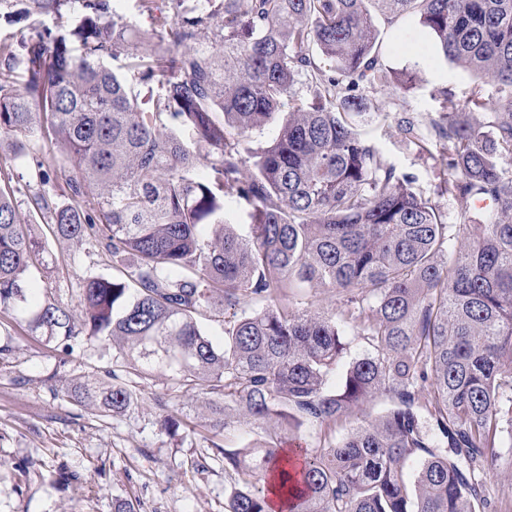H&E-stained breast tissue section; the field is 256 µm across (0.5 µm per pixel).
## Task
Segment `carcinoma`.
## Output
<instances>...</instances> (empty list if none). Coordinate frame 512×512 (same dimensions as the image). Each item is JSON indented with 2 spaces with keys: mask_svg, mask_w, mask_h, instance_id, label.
<instances>
[{
  "mask_svg": "<svg viewBox=\"0 0 512 512\" xmlns=\"http://www.w3.org/2000/svg\"><path fill=\"white\" fill-rule=\"evenodd\" d=\"M21 20L80 7L72 27L33 28L16 53L0 41V135L43 141L68 163L39 177L63 183L71 203L45 197L52 235L95 240L119 275L89 276L82 314L37 294L42 244L21 224L10 182L0 186V308L63 351L83 336L112 342L115 367L213 395L214 426L257 425L262 442L214 445L234 483L226 512H476L485 504L488 450L512 436V0H194L163 37L110 17V0H21ZM416 17L436 56L498 86L460 102L434 90L442 111L407 138L448 146V177L433 194L400 175L364 139L366 92L415 76L380 56L375 17ZM211 34V44L200 38ZM157 84L141 108L106 61ZM314 97L294 109L298 77ZM283 115L276 138L243 158L247 134ZM205 171L196 173L199 158ZM250 206L242 240L224 197ZM457 199L449 224L437 198ZM485 201L482 219L467 205ZM473 236H461L469 225ZM307 288L342 296L335 313L293 306ZM255 300L262 307L238 312ZM224 319L222 344L198 318ZM352 323L371 348L329 384ZM72 391L101 396L104 417L137 404L116 382ZM429 382V388L418 387ZM385 397L388 406L326 448H281L283 425L324 424ZM441 432L431 444L424 422ZM418 462L414 484L404 466Z\"/></svg>",
  "mask_w": 512,
  "mask_h": 512,
  "instance_id": "cac0c4a2",
  "label": "carcinoma"
}]
</instances>
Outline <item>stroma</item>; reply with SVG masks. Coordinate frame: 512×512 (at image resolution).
Returning a JSON list of instances; mask_svg holds the SVG:
<instances>
[{
	"mask_svg": "<svg viewBox=\"0 0 512 512\" xmlns=\"http://www.w3.org/2000/svg\"><path fill=\"white\" fill-rule=\"evenodd\" d=\"M113 8L146 31L160 30L177 14L175 0H154L148 11L140 9L139 0H114ZM376 25L385 63L413 72L416 79L406 93L389 87L369 92L375 116L363 133L397 173L413 175L429 192L448 175L446 148L432 141L427 152H419L402 133L400 118L437 116L440 101L432 95L437 87L448 88L460 101L478 85L487 99H496L497 87L478 84L455 64L436 62L432 36L417 18L380 19ZM39 159L50 166L59 163L45 148L19 156L15 140L0 136V174L11 176L16 205L51 256L34 279L42 296L78 313L84 279L112 274V259L92 245L78 247L46 233L50 215L35 211V200L44 195L65 204L69 195L64 186L38 177ZM0 336L10 337L12 347L8 364L0 366V512H115L127 500L140 512H225L230 478L212 446L252 443L258 438L256 426L216 431L205 395L176 388L160 372L149 379L122 373V382L138 394L137 406L112 418L98 416L69 403L61 386L71 380L107 381L110 345L83 339L67 354L32 332L27 315L1 309ZM167 416L178 421V430L161 428ZM494 453L496 470L486 476L483 494L494 504L512 503V445Z\"/></svg>",
	"mask_w": 512,
	"mask_h": 512,
	"instance_id": "obj_1",
	"label": "stroma"
}]
</instances>
